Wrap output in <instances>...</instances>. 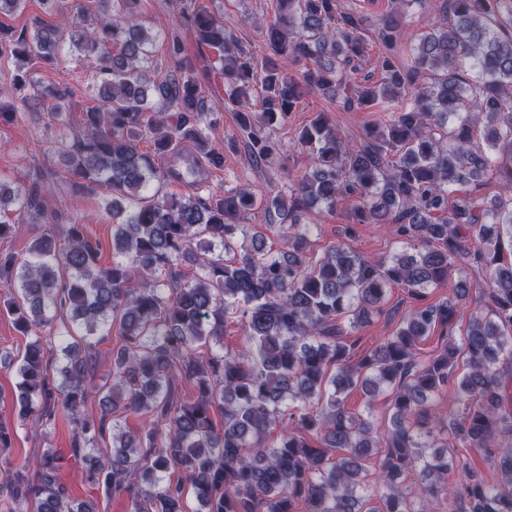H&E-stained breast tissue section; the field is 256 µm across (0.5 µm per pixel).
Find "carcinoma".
I'll return each mask as SVG.
<instances>
[{
	"label": "carcinoma",
	"instance_id": "cac0c4a2",
	"mask_svg": "<svg viewBox=\"0 0 512 512\" xmlns=\"http://www.w3.org/2000/svg\"><path fill=\"white\" fill-rule=\"evenodd\" d=\"M273 2L250 47L207 9L177 0L198 41L221 53L232 101H254L237 112L222 151L208 147L188 59L150 82L156 35L139 21V0H90L70 22L39 21L31 36L0 39V57L16 70L7 93L50 97L59 121L72 93L41 89L35 64L64 45L98 62V105L58 151L73 189L96 195L118 224L108 265L78 218L59 234L45 230L21 259L0 253V277L14 286L3 308L26 338L15 354L0 350V366L19 378V417L48 429L65 409L89 483L130 499L132 512H188L190 498L204 507L196 512H429L439 496L448 512H512V441H503L512 437V249L502 247L512 243V0H438L440 16L414 35L397 16L422 13L429 0H388L372 29L343 0ZM373 44L376 80L365 73ZM327 90L346 112L389 116L353 143L317 113L295 134L308 165L290 196L161 193L168 174L154 156L184 143L222 169L243 140L254 166L285 171L270 132L306 93ZM147 136L152 156L140 151ZM485 177L507 191L492 206L451 199L454 187ZM343 202L352 223L382 224L419 248L376 261L345 241L309 257L303 219ZM260 209L288 217L276 250L262 236L238 240L242 218ZM13 216L47 222L39 185L0 187V242L13 236ZM460 265L487 272L476 289L483 309L462 339L453 320L473 290L466 279L453 298L417 307L357 354L352 332L383 313L390 286L421 301ZM182 266L195 274L180 283ZM229 318L246 338L239 349L224 347ZM115 323L121 341L98 383L92 350ZM438 327L448 332L442 349L420 355ZM180 382L192 395L176 392ZM450 384L463 408L441 426L434 402ZM357 388L371 399L390 391L386 431L347 408ZM127 413L147 416L148 428L127 430ZM459 447L491 461L496 481L462 462ZM59 461L44 448L1 468L0 512H97L71 498Z\"/></svg>",
	"mask_w": 512,
	"mask_h": 512
}]
</instances>
